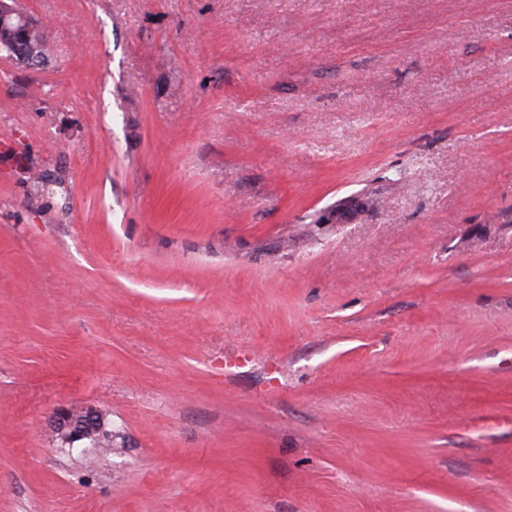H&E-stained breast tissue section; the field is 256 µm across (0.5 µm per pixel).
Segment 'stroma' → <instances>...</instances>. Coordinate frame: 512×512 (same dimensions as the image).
<instances>
[{
	"label": "stroma",
	"mask_w": 512,
	"mask_h": 512,
	"mask_svg": "<svg viewBox=\"0 0 512 512\" xmlns=\"http://www.w3.org/2000/svg\"><path fill=\"white\" fill-rule=\"evenodd\" d=\"M22 5L0 512H512V0ZM101 423L102 419L98 411L93 408H87L80 413L59 408L51 419L53 431L60 440V448L68 452H72L74 448H81V452H87L89 442L86 440L93 437L92 427L99 426Z\"/></svg>",
	"instance_id": "stroma-1"
}]
</instances>
